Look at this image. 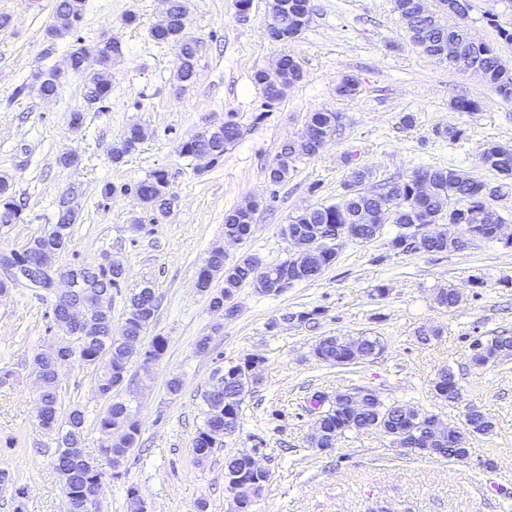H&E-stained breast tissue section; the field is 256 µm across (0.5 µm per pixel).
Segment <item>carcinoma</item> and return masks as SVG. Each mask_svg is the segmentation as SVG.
<instances>
[{"mask_svg": "<svg viewBox=\"0 0 512 512\" xmlns=\"http://www.w3.org/2000/svg\"><path fill=\"white\" fill-rule=\"evenodd\" d=\"M172 11L169 24L165 29H151L152 38L161 43L171 44L179 50L181 59L179 79L190 81L195 76L196 42L185 33L186 0H171ZM395 10L408 16L407 24L413 30L412 43L423 53L439 51L440 45L450 41L461 46L463 54L470 62L482 69L486 81L496 93L506 101L512 100V71L500 61L497 49L485 42L472 41L465 28L433 26L421 15L417 0H394ZM87 0H56L52 24L47 35L53 38L74 37V45L68 59L73 72L84 78V99L88 108L97 112L105 109V103L112 93V84L104 72L112 69V64L122 58L123 50L119 40L112 38L99 46L94 52H88L77 36L83 20ZM45 80L36 93L57 94L63 82L59 81L60 71L52 68L44 73ZM340 112L318 110L309 114L306 126L330 129L336 134L341 127ZM139 126L132 125L124 136L121 149L112 152V161L120 163L132 154L140 143ZM240 135L239 126L233 121L224 123V139L215 143L200 135L179 144V153L187 158L211 156L215 165L224 157V151L234 145ZM324 149V145L314 139H299L282 148L288 155L289 163L300 158H313ZM484 165L495 171L502 179L512 180V148L498 143H489L481 153ZM424 174L430 179L433 189L425 196L414 193L411 177L390 179L373 189H364L362 185L371 178V172L365 168L353 172L342 202L332 205L306 207L289 218L283 231L295 230L311 241L317 236L347 238L348 230L355 228L360 234L359 242L368 243L378 238L383 231L376 223V215L382 210L393 213L392 223L398 227L397 234L390 241V248L397 254L442 253L465 251L469 246L454 233L443 229L433 238L418 242L407 226L411 224L410 214L419 210L437 220H446L449 224H458L466 219L474 208L483 205L493 206L501 196L502 186L491 185L483 180L471 177L455 169H426ZM131 193L145 209L165 216L173 208L175 196L169 190L168 174L163 169H155L146 177L130 187ZM21 211L15 203L11 183L6 176H0V224H15L20 220ZM76 212L59 205L58 217L51 229L34 238L26 249L40 253L50 261L64 251L71 237V227L76 223ZM255 216L234 208L224 215V236L244 240L252 232ZM337 250L327 248L324 251L312 250L306 257L308 269L294 272L288 261L268 266L267 280L256 283L253 256L245 255L236 263H225L224 250L213 249L208 262L216 273H224V285L214 291L205 287L210 299L231 297L239 289L249 285L253 290L271 294L269 288L274 282L286 279L294 283L318 278L333 265ZM91 287L79 288L75 296L85 298L103 291L112 292L120 288L124 279V268L103 267L97 264L84 266ZM436 302L445 308H454L461 302L460 294L453 288H441ZM125 320L119 328L112 326V308L104 311L92 310V327L88 332L90 339L79 348L72 349L74 358L89 366L96 374L98 389L106 398L108 405L99 413L95 424L106 435L107 445L98 450V456H90L82 447V434L86 416L80 406L69 408L62 406L54 376L56 357L52 351H41L33 356L42 373L41 391L38 398L39 425L54 437L56 443L55 462L57 473L63 487L70 491L69 512H90L91 505L86 494L103 493V466L113 470L122 466L128 454L133 451L140 435V426L127 419L128 407L120 399L124 389L129 366L139 354L132 352L126 345L125 337L141 336L153 322L158 308V298L154 289L149 292L138 291L125 300ZM483 349L470 356L471 366L483 369L490 362L512 355V336H483ZM385 349L380 336H327L317 344L320 361L336 367L362 363L379 355ZM223 386L203 395L205 405L204 418L197 428L194 440L196 459L206 461L213 453V436L224 433V427H240L242 404L245 395L252 393L262 383V377H253L240 371L239 366L231 365L220 376ZM431 391L435 397L454 402L459 399L462 385L456 373L447 367L440 369L432 382ZM436 415L404 403L387 404L375 391L360 389L356 393L342 396V401L334 403L325 410L321 418L322 445L336 442V438L347 432H359L377 429L386 435L398 436L404 445L416 442L418 448H431L439 458H451V461L463 463L468 459L466 447L448 448V436L434 437L429 425ZM464 425L472 434L486 435L493 431L492 421L478 408L468 409L464 415ZM248 457L233 455L224 459V477L249 473Z\"/></svg>", "mask_w": 512, "mask_h": 512, "instance_id": "carcinoma-1", "label": "carcinoma"}]
</instances>
